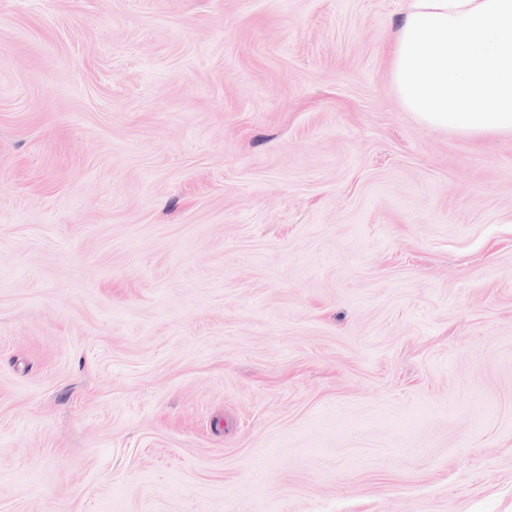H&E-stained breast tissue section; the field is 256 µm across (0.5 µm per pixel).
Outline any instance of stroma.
<instances>
[{
	"mask_svg": "<svg viewBox=\"0 0 512 512\" xmlns=\"http://www.w3.org/2000/svg\"><path fill=\"white\" fill-rule=\"evenodd\" d=\"M404 6L0 0V512H512V135Z\"/></svg>",
	"mask_w": 512,
	"mask_h": 512,
	"instance_id": "stroma-1",
	"label": "stroma"
}]
</instances>
